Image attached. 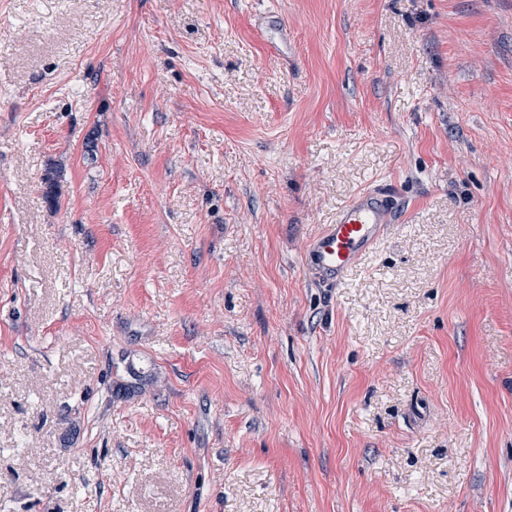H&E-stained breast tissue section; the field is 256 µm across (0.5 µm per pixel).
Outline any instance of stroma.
<instances>
[{"label":"stroma","mask_w":512,"mask_h":512,"mask_svg":"<svg viewBox=\"0 0 512 512\" xmlns=\"http://www.w3.org/2000/svg\"><path fill=\"white\" fill-rule=\"evenodd\" d=\"M0 512H512V0H0ZM400 204L387 187L363 189L340 208L332 224L306 245V269L314 284L334 287L364 261L390 224H397Z\"/></svg>","instance_id":"1"}]
</instances>
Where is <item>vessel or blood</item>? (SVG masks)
I'll return each instance as SVG.
<instances>
[{"label": "vessel or blood", "mask_w": 512, "mask_h": 512, "mask_svg": "<svg viewBox=\"0 0 512 512\" xmlns=\"http://www.w3.org/2000/svg\"><path fill=\"white\" fill-rule=\"evenodd\" d=\"M400 204L387 187L363 189L340 208L332 224L314 236L303 253L314 284L333 287L364 261L389 225L397 223Z\"/></svg>", "instance_id": "vessel-or-blood-1"}]
</instances>
